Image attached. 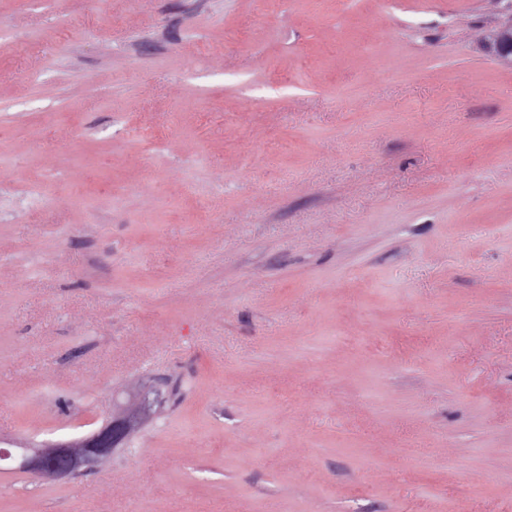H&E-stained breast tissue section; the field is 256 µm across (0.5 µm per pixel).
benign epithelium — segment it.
<instances>
[{"mask_svg":"<svg viewBox=\"0 0 512 512\" xmlns=\"http://www.w3.org/2000/svg\"><path fill=\"white\" fill-rule=\"evenodd\" d=\"M486 51L512 64V17L489 33ZM161 402L160 391L145 389L132 406L113 412L100 428L78 437L29 445L19 455L0 448V463L15 462L17 469L49 480L100 469L112 461L119 446L130 443L138 424L150 418Z\"/></svg>","mask_w":512,"mask_h":512,"instance_id":"1","label":"benign epithelium"}]
</instances>
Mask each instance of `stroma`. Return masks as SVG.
Returning <instances> with one entry per match:
<instances>
[{
    "label": "stroma",
    "instance_id": "stroma-1",
    "mask_svg": "<svg viewBox=\"0 0 512 512\" xmlns=\"http://www.w3.org/2000/svg\"><path fill=\"white\" fill-rule=\"evenodd\" d=\"M511 15L0 0V512H512ZM486 39L485 50L495 59L512 65V17L509 16ZM161 402L159 390L144 389L132 406L113 412L100 428L78 437L17 448L23 451L20 455L0 448V464L17 461L16 469L49 480L101 469L112 461L120 445L130 443L138 424L150 418Z\"/></svg>",
    "mask_w": 512,
    "mask_h": 512
}]
</instances>
